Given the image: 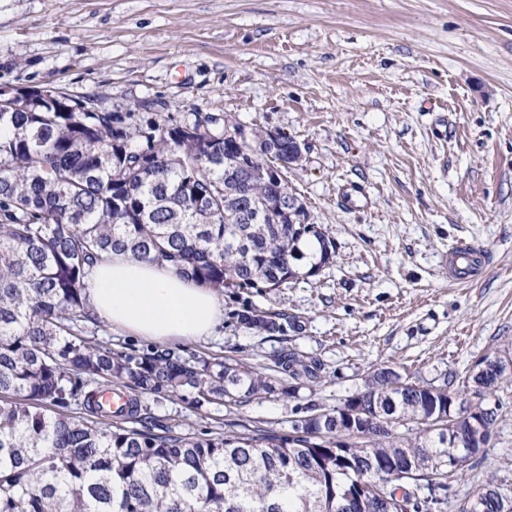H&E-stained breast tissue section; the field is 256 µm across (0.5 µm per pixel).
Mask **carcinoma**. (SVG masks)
<instances>
[{
	"label": "carcinoma",
	"instance_id": "1",
	"mask_svg": "<svg viewBox=\"0 0 512 512\" xmlns=\"http://www.w3.org/2000/svg\"><path fill=\"white\" fill-rule=\"evenodd\" d=\"M47 89L0 110V512H448L449 476L485 458L498 413L442 384L374 370L365 390L290 430L246 427L218 436L151 433L137 419L146 394L198 408L297 398L323 364L285 351L270 366L159 350L115 352L85 337L94 265L112 252L168 263L212 289L267 291L311 276L334 257L309 222H249L271 197L260 174L224 145L219 119L172 123L161 113L86 112ZM248 217L224 222L225 207ZM285 314L245 311L268 335ZM472 376L484 397L505 369L485 357ZM80 405L86 416L68 409ZM451 414L455 432L433 428ZM416 424L407 436L390 420ZM403 467L412 480L393 473ZM459 512H512L498 491L464 493Z\"/></svg>",
	"mask_w": 512,
	"mask_h": 512
}]
</instances>
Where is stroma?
<instances>
[{
  "label": "stroma",
  "mask_w": 512,
  "mask_h": 512,
  "mask_svg": "<svg viewBox=\"0 0 512 512\" xmlns=\"http://www.w3.org/2000/svg\"><path fill=\"white\" fill-rule=\"evenodd\" d=\"M5 86L118 112L160 102L177 123L226 115L301 146L288 184L334 258L271 292H220L215 335L171 349L252 365L290 349L322 363L320 384L239 408L147 395L151 431H285L380 365L439 383L512 360V0H0ZM348 185L368 207L339 204ZM460 242L486 252L467 283L448 277ZM244 310L295 323L270 336ZM484 404L499 413L486 456L451 490L512 498V367Z\"/></svg>",
  "instance_id": "obj_1"
}]
</instances>
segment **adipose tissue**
Masks as SVG:
<instances>
[{
	"mask_svg": "<svg viewBox=\"0 0 512 512\" xmlns=\"http://www.w3.org/2000/svg\"><path fill=\"white\" fill-rule=\"evenodd\" d=\"M89 300L97 317L155 342L196 341L213 335L222 306L212 289L121 253L98 262Z\"/></svg>",
	"mask_w": 512,
	"mask_h": 512,
	"instance_id": "ef3b65f1",
	"label": "adipose tissue"
}]
</instances>
